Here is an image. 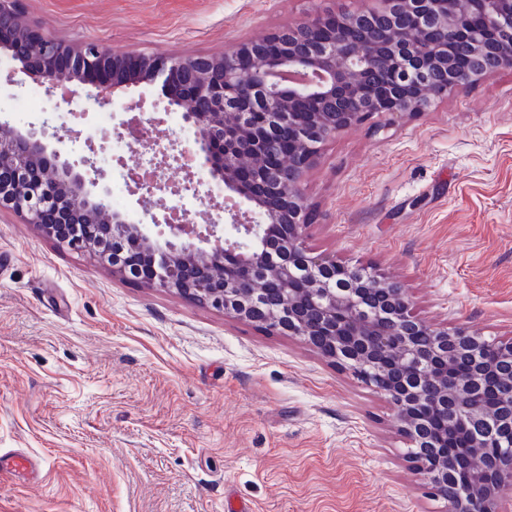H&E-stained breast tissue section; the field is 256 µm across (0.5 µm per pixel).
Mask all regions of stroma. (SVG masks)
Returning <instances> with one entry per match:
<instances>
[{"mask_svg": "<svg viewBox=\"0 0 512 512\" xmlns=\"http://www.w3.org/2000/svg\"><path fill=\"white\" fill-rule=\"evenodd\" d=\"M370 0H21L68 42L134 56L220 55ZM0 65V121L89 156L84 90L54 110L15 102L34 85ZM156 139L190 146L156 90L116 94ZM306 245L400 284L441 327L512 338V70L378 115L328 139L305 175ZM174 197L127 196L156 235ZM384 395L291 336L180 294L141 288L0 211V452L43 460L0 482V512H448L414 470Z\"/></svg>", "mask_w": 512, "mask_h": 512, "instance_id": "obj_1", "label": "stroma"}]
</instances>
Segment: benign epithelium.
I'll use <instances>...</instances> for the list:
<instances>
[{"label":"benign epithelium","mask_w":512,"mask_h":512,"mask_svg":"<svg viewBox=\"0 0 512 512\" xmlns=\"http://www.w3.org/2000/svg\"><path fill=\"white\" fill-rule=\"evenodd\" d=\"M21 0H0V55L21 66L37 84L90 88L100 107L117 92L146 84L166 109L182 113L194 129L193 148L165 155L159 168L181 155L193 157L210 179L231 193L230 223L200 228L164 218L163 240L112 211L94 177L47 155L38 132L0 123V209L25 216L72 251L102 259L112 244V272L130 277L131 256L148 252L149 288L173 290L237 321L294 336L367 381L392 404L401 431L413 442L410 458L432 492L468 470L449 512H500L502 486L512 483V339L492 344L496 359L481 356V335L450 331L418 318L401 286L363 268L313 254L305 245L310 212L302 179L320 145L377 113L424 111L432 96L480 80L487 71L457 65L461 48L481 55L493 48L512 69V0H374L376 5L340 15L323 14L243 42L220 57L139 56L96 41L67 43L36 30ZM482 24L453 41L443 32L462 29L471 6ZM417 21L402 27L404 15ZM444 72L432 78L434 70ZM288 129L291 142L274 166L267 164L273 136ZM252 206L240 222V204ZM280 299L266 317L254 318L267 283ZM429 336L424 347L417 337ZM494 423L471 438L464 455L448 441L467 422Z\"/></svg>","instance_id":"benign-epithelium-1"}]
</instances>
